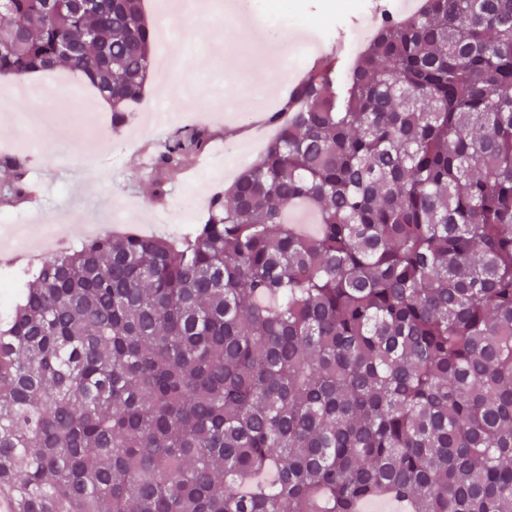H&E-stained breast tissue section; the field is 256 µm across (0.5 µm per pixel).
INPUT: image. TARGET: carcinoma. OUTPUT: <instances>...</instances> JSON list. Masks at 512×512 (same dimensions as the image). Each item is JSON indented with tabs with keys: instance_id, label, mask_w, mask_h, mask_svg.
Returning a JSON list of instances; mask_svg holds the SVG:
<instances>
[{
	"instance_id": "cac0c4a2",
	"label": "carcinoma",
	"mask_w": 512,
	"mask_h": 512,
	"mask_svg": "<svg viewBox=\"0 0 512 512\" xmlns=\"http://www.w3.org/2000/svg\"><path fill=\"white\" fill-rule=\"evenodd\" d=\"M3 1L0 79L63 67L122 126L154 67L141 0ZM281 112L194 234L15 274L8 512H512V0L389 15ZM209 140L160 147L157 193ZM25 194L4 162L0 200Z\"/></svg>"
}]
</instances>
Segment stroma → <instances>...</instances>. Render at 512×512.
<instances>
[{
	"label": "stroma",
	"mask_w": 512,
	"mask_h": 512,
	"mask_svg": "<svg viewBox=\"0 0 512 512\" xmlns=\"http://www.w3.org/2000/svg\"><path fill=\"white\" fill-rule=\"evenodd\" d=\"M206 26L196 13L179 16L185 32L169 46L174 69L153 75L135 112L147 111L152 102H168L171 92L196 84L177 117L169 123L139 128L126 123L119 130H96L97 96L82 79L74 91H62L69 111L48 115V145L31 154L12 148L23 139L21 117L26 112L19 98L0 100V162H18L27 186L36 188L34 199L13 205L0 203V215L19 224L52 221L67 226L73 243H80L83 224L95 221L103 233L135 230L148 235L180 236L199 224L207 204L228 187L240 170L238 159L256 160L274 137V126L264 117L276 111L289 90L300 61L280 72L269 46L302 41L318 47L319 57L335 53L338 41L353 38L354 51H362L365 36L364 5L375 4L396 14L408 12V0H208ZM238 12L266 15L263 35L236 38L238 21H225L229 7ZM247 46L249 61L238 67L231 52ZM201 129L211 137V151L196 155L166 175V193H155L154 170L146 158L177 134Z\"/></svg>",
	"instance_id": "35a3bbf8"
}]
</instances>
